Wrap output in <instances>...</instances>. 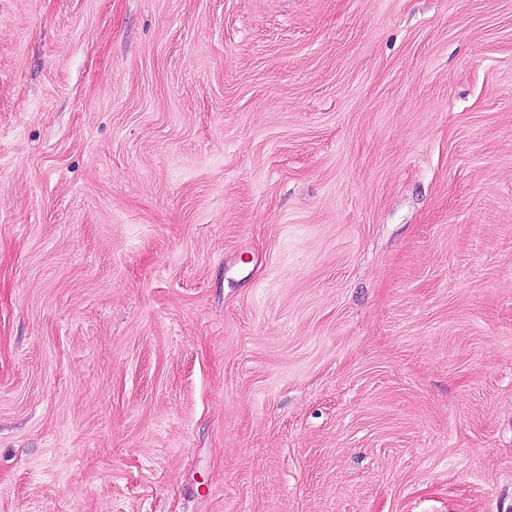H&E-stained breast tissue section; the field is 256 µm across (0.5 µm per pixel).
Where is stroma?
I'll return each mask as SVG.
<instances>
[{"instance_id":"obj_1","label":"stroma","mask_w":512,"mask_h":512,"mask_svg":"<svg viewBox=\"0 0 512 512\" xmlns=\"http://www.w3.org/2000/svg\"><path fill=\"white\" fill-rule=\"evenodd\" d=\"M0 512H512V0H0Z\"/></svg>"}]
</instances>
